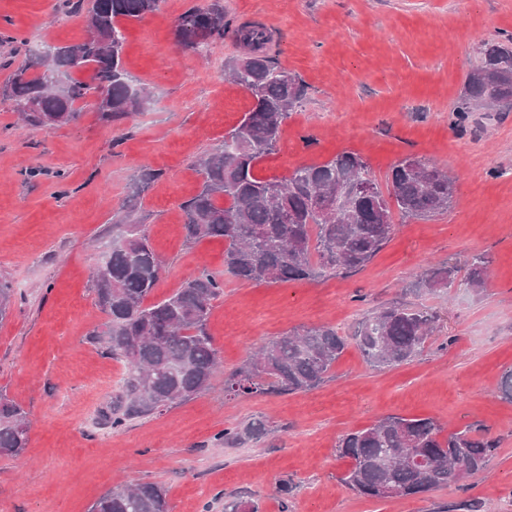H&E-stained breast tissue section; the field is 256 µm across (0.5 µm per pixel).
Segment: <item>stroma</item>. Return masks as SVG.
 I'll use <instances>...</instances> for the list:
<instances>
[{
  "instance_id": "35a3bbf8",
  "label": "stroma",
  "mask_w": 512,
  "mask_h": 512,
  "mask_svg": "<svg viewBox=\"0 0 512 512\" xmlns=\"http://www.w3.org/2000/svg\"><path fill=\"white\" fill-rule=\"evenodd\" d=\"M58 0H0V87L26 62L22 39L84 41L79 16ZM200 0H162L125 22L126 69L156 95L153 108L115 125L83 109L51 130L18 123L0 102V281L14 291L0 322V393L27 413V447L0 455V512H89L120 484L156 482L171 512H224L225 500L279 512H512V401L499 391L512 371V109L475 108L455 121L484 43L512 36V0H224L237 24L264 26L268 53L306 95L257 172L282 178L342 152L385 181L413 156L455 179L449 212L396 219L387 245L362 270L314 281H244L224 271V239L187 242L181 205L203 175L196 162L220 146L252 105L226 76L234 33L202 52L178 47L173 30ZM158 173L134 211L162 263L157 302L201 268L222 274L208 331L222 379L162 413L103 426L98 412L125 375L123 361L88 339L105 316L90 273L98 239L123 214L140 169ZM68 175L59 195L55 175ZM490 258L487 286L465 288L474 256ZM449 264L455 288L411 295L407 282ZM439 311L441 328L409 363L382 371L348 346L318 388L285 396L230 397L224 376L258 346L287 333L331 327L350 335L391 303ZM431 417L446 431L483 429L495 446L483 471L414 497L374 499L345 486L339 439L382 416ZM263 420L269 433L228 448L224 428Z\"/></svg>"
}]
</instances>
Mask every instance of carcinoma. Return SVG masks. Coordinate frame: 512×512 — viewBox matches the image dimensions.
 Instances as JSON below:
<instances>
[{
  "mask_svg": "<svg viewBox=\"0 0 512 512\" xmlns=\"http://www.w3.org/2000/svg\"><path fill=\"white\" fill-rule=\"evenodd\" d=\"M160 3L61 0L66 12L86 11L90 36L76 44L27 49L26 63L0 89V98L26 125L42 129L44 118L67 124L88 105L109 124L149 109L153 92L123 63L126 34L120 21L141 20L159 10ZM228 27L223 0H206L180 16L174 39L182 49L196 52L223 38ZM234 32L251 60L242 66L233 61L228 74L254 104L224 137V145L199 160L202 189L182 204L188 241L224 239V266L242 280H311L365 267L390 240L394 214L425 219L451 207L453 178L415 157L394 164L383 186L354 153L301 166L283 179L257 176V164L275 148L284 121L305 96V85L267 54L269 36L261 25L243 23ZM88 68L91 79L75 76ZM507 102L512 103V46L487 43L480 64L467 77L457 120L467 122L473 104ZM354 178L374 183L375 193L336 201V188ZM157 179L155 171L141 170L133 178L129 203L136 204ZM101 249L92 290L106 320L88 333V340L127 363L117 393L99 411L102 425L120 430L210 388L219 357L207 323L213 301L224 294V280L203 267L171 296L148 305L162 266L142 225H112V238ZM489 264L488 257L475 256L465 285L483 290ZM456 276L452 266L432 267L406 290L431 294L451 287ZM439 320L431 308L394 304L365 316L349 338L324 326L289 333L259 347L224 380V389L235 396L313 390L351 343L374 368L398 366L424 348ZM267 433L263 422L252 421L224 429L217 440L233 447ZM26 444V412L0 394V455L18 457ZM492 447V440L469 428L447 433L433 418L397 415L346 434L338 445L340 455L352 460L342 481L369 498L384 497L387 487L408 497L457 483L460 471L472 475L485 469ZM407 453L420 456L422 463L405 464ZM90 512H170L167 490L152 482L118 485L98 498Z\"/></svg>",
  "mask_w": 512,
  "mask_h": 512,
  "instance_id": "obj_1",
  "label": "carcinoma"
}]
</instances>
